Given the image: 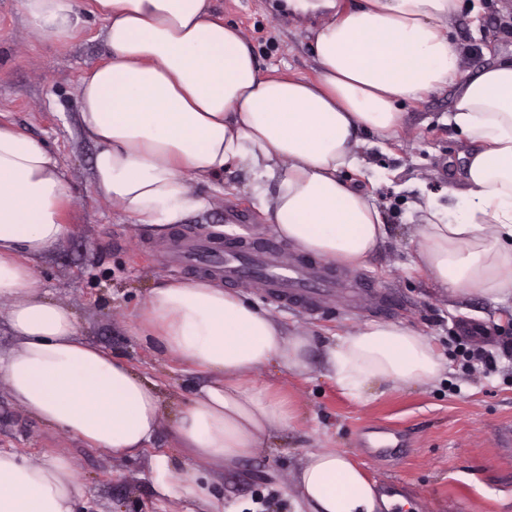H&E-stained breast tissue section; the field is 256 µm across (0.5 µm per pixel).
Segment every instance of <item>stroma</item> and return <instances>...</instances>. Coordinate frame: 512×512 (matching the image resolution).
<instances>
[{
    "label": "stroma",
    "instance_id": "35a3bbf8",
    "mask_svg": "<svg viewBox=\"0 0 512 512\" xmlns=\"http://www.w3.org/2000/svg\"><path fill=\"white\" fill-rule=\"evenodd\" d=\"M212 6L216 16L240 28L264 72L316 78L313 31L320 17L276 15L270 0H212ZM103 26L100 18L85 15L67 39L47 45L28 25L21 0H0V120L16 123L58 152L69 171L73 215L64 238L37 271L40 287L75 313L88 341L156 383L163 421L142 454L110 458L29 417L0 385V448L35 458L46 452L69 457L84 490L79 512H209L202 502L161 497L152 467L158 454L166 455L176 471L195 467L172 427L207 376L141 335L137 321L160 282L191 277L164 261L165 250L176 242L220 244L230 235L277 242L287 259L296 251L272 229L253 176L243 168L225 169L223 193L213 195L208 186L196 185V192L210 194L209 208L189 213L163 238L135 228L125 213L92 191L97 146L80 129L77 88L87 68L106 60ZM448 27L462 51V74L512 55V0H466ZM458 85L450 80L443 89L403 104L400 136L362 146L364 166L345 174L352 187L376 199L386 223L383 247L357 271L378 289L395 292L397 306L332 300L313 314L272 300L252 281L233 285V292L269 314L287 335L310 336L311 346L306 370L273 364L256 375L294 409L288 430L273 432L254 455L234 465H207L226 512H294L295 473L306 454L320 448L348 453L378 488L397 482L401 502L390 512H512V454L497 445L499 432L512 427V360L501 359L500 371L489 375L468 368L459 346L461 335L475 325L486 330L476 344L490 352L511 341L512 296L444 294L412 262L420 232L414 203L425 193L446 196L448 185L461 181L464 137L448 121ZM375 322L398 323L426 336L445 363L440 378L398 389L370 383L355 397L343 392L326 364L324 346ZM372 426L405 435L406 448L392 455L369 453L364 440Z\"/></svg>",
    "mask_w": 512,
    "mask_h": 512
}]
</instances>
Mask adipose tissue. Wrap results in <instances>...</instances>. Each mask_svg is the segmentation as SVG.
I'll return each instance as SVG.
<instances>
[{
    "label": "adipose tissue",
    "instance_id": "adipose-tissue-1",
    "mask_svg": "<svg viewBox=\"0 0 512 512\" xmlns=\"http://www.w3.org/2000/svg\"><path fill=\"white\" fill-rule=\"evenodd\" d=\"M299 13L331 12L314 32L316 79L265 74L241 30L215 17L211 0H22L40 41H63L82 13L105 23V63L78 86L79 125L97 147L91 186L134 224L165 235L241 166L276 182L275 232L296 250L360 265L385 238V218L343 171L359 166V131L380 140L404 129L399 106L459 78L461 51L447 35L464 0H288ZM451 121L465 138L463 184L451 205L429 196L415 263L450 295L512 292V58L462 79ZM73 211L60 155L0 121V302L14 342L0 349V383L29 416L114 457L142 453L157 433L162 399L154 383L78 333L74 312L38 285L36 262L62 240ZM140 324L164 351L208 373L174 432L197 461L179 485L155 456L162 494L223 512L202 466L252 455L292 408L255 374L271 362L306 368L311 343L288 336L243 295L212 277L153 288ZM336 384L357 394L371 381L399 388L430 383L444 369L428 339L395 323H373L326 348ZM295 512H386L391 503L346 454L309 453ZM82 488L69 458L32 460L0 448V512H76Z\"/></svg>",
    "mask_w": 512,
    "mask_h": 512
}]
</instances>
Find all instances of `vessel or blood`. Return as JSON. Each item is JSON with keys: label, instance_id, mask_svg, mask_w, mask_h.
<instances>
[{"label": "vessel or blood", "instance_id": "b4317fda", "mask_svg": "<svg viewBox=\"0 0 512 512\" xmlns=\"http://www.w3.org/2000/svg\"><path fill=\"white\" fill-rule=\"evenodd\" d=\"M168 261L182 269L223 276L228 284L252 278L276 299L310 310L343 293L366 299L372 296L366 278L341 275L303 259L282 260L273 244L218 248L206 242L187 241L170 254Z\"/></svg>", "mask_w": 512, "mask_h": 512}]
</instances>
